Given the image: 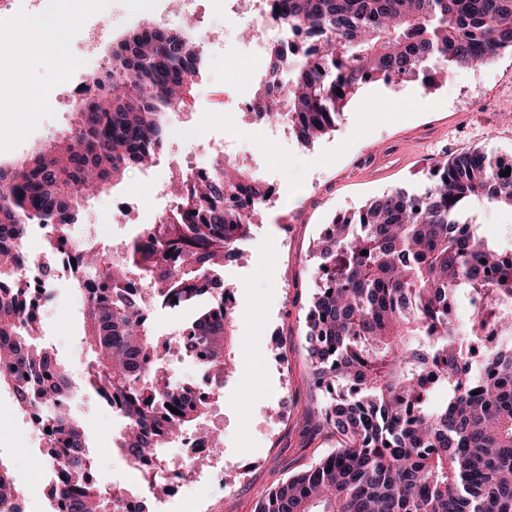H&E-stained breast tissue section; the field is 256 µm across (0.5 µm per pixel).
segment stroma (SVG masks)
<instances>
[{
    "mask_svg": "<svg viewBox=\"0 0 512 512\" xmlns=\"http://www.w3.org/2000/svg\"><path fill=\"white\" fill-rule=\"evenodd\" d=\"M170 0H110L109 33L94 52H86L71 33L68 65L54 71L35 57L20 67L22 81L6 86L14 108L9 128L0 133V164L30 154L57 140L75 124L78 102L68 86L101 72L113 40L129 29L156 24L169 13ZM247 66L236 41L206 57L183 111L170 119V139L150 170L130 169L112 193L85 204L81 235L93 225L98 247L113 248L131 239L139 225L152 223L167 198L156 191L168 184L183 156L207 143H229L236 158L277 186L278 199L253 219L250 234L234 264L222 272L234 294L235 371L209 413L223 442L224 493L212 501L214 512H254L270 485L336 446V438L313 433L322 395L309 382L303 308L314 287V249L324 224L372 197L416 187L435 162L475 149L512 156V55L485 66L449 70L439 88L421 82L394 85L378 81L362 86L339 117L336 128L303 145L287 125L253 123L239 111L240 93L230 61ZM41 91L36 111L27 92ZM382 113L365 122L366 113ZM54 296L40 311L47 343L68 363L81 390L77 418L94 459V477L104 486L113 480L144 482L113 450L112 414L87 385L92 355L84 341L81 296L72 281L51 280ZM15 402L0 405V459L12 468L29 498L48 497L35 452L19 425Z\"/></svg>",
    "mask_w": 512,
    "mask_h": 512,
    "instance_id": "stroma-1",
    "label": "stroma"
}]
</instances>
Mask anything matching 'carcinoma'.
Instances as JSON below:
<instances>
[{
  "mask_svg": "<svg viewBox=\"0 0 512 512\" xmlns=\"http://www.w3.org/2000/svg\"><path fill=\"white\" fill-rule=\"evenodd\" d=\"M277 8L272 18L314 45L292 54L268 44L271 79L255 89L250 112L258 122L288 121L307 144L333 130L363 84L391 73L433 88L453 67L512 54V0H279ZM198 64L187 30L125 34L95 91L80 99L76 127L0 166V388L20 411L75 393V383L29 308L19 242L35 224L66 232L92 187L102 192L149 166L167 141L166 113L185 103ZM501 162L480 150L458 155L429 168L416 190L333 217L332 233L316 244L303 319L312 383L324 395L313 432L335 435L336 448L270 487L255 512H512V343L479 368L467 354L489 329L512 335V247L465 216L474 204L512 208ZM213 166L206 179L179 174L168 211L148 239L124 246L115 269L106 268V250L82 257L104 279L94 288L78 282L93 353L87 380L122 416L116 450L133 468L186 430L202 432L209 409L167 377L142 314L146 298L179 308L210 296L176 342L214 375L233 361L235 309L220 268L234 260L268 190L236 160ZM462 294L473 310L458 322ZM58 422L70 471L51 497L64 512H112L121 490L89 480L82 425L72 415ZM18 494L0 460V512Z\"/></svg>",
  "mask_w": 512,
  "mask_h": 512,
  "instance_id": "obj_1",
  "label": "carcinoma"
}]
</instances>
